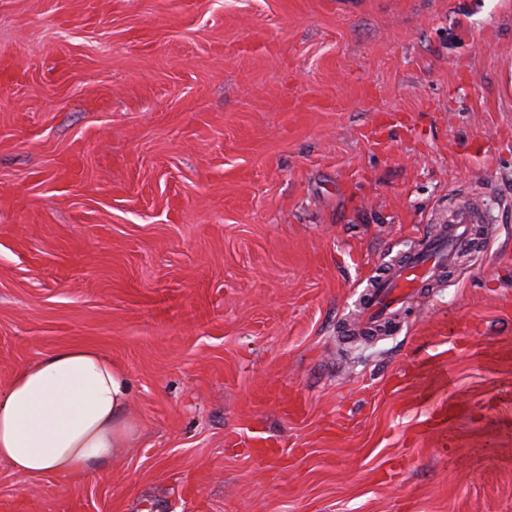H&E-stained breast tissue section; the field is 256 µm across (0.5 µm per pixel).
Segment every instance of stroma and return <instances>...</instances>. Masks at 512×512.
<instances>
[{"instance_id":"1","label":"stroma","mask_w":512,"mask_h":512,"mask_svg":"<svg viewBox=\"0 0 512 512\" xmlns=\"http://www.w3.org/2000/svg\"><path fill=\"white\" fill-rule=\"evenodd\" d=\"M1 60L0 392L94 347L139 433L78 483L0 462V502L512 512V0H0ZM457 195L491 241L343 343ZM430 374L465 408L444 438L418 432Z\"/></svg>"}]
</instances>
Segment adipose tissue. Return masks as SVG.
<instances>
[{
  "instance_id": "obj_1",
  "label": "adipose tissue",
  "mask_w": 512,
  "mask_h": 512,
  "mask_svg": "<svg viewBox=\"0 0 512 512\" xmlns=\"http://www.w3.org/2000/svg\"><path fill=\"white\" fill-rule=\"evenodd\" d=\"M129 399L123 368L99 350L43 355L0 392V461L18 476L61 482L101 472L137 434Z\"/></svg>"
}]
</instances>
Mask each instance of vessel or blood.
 <instances>
[{
	"label": "vessel or blood",
	"instance_id": "vessel-or-blood-1",
	"mask_svg": "<svg viewBox=\"0 0 512 512\" xmlns=\"http://www.w3.org/2000/svg\"><path fill=\"white\" fill-rule=\"evenodd\" d=\"M488 216L477 202L448 201V217L441 224L423 231L416 248L405 257L370 276L359 296L363 320L358 328L341 325V335H377L392 330L397 316L421 289L441 282L447 269L468 252L475 240L479 225L487 223ZM427 420L435 428L446 427L459 418L463 406L450 403L442 396L440 387H433L427 395Z\"/></svg>",
	"mask_w": 512,
	"mask_h": 512
}]
</instances>
